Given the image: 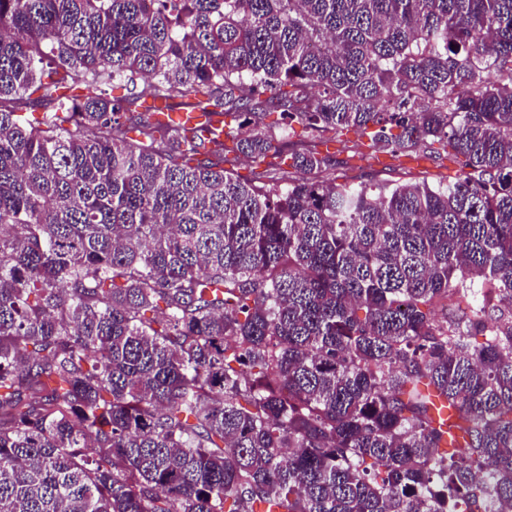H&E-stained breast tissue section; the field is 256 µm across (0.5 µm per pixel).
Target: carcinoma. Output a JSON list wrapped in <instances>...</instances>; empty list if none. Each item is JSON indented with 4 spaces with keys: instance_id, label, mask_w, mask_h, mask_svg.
<instances>
[{
    "instance_id": "1",
    "label": "carcinoma",
    "mask_w": 512,
    "mask_h": 512,
    "mask_svg": "<svg viewBox=\"0 0 512 512\" xmlns=\"http://www.w3.org/2000/svg\"><path fill=\"white\" fill-rule=\"evenodd\" d=\"M0 512H512V0H0ZM155 111L153 119L172 128H200L208 127L212 130H222L219 140L224 138V116L220 114H203L202 112L173 111L165 107L163 102H151ZM263 121L266 124L272 125L274 130L280 134L283 131L284 134L288 135V141L294 144H298L310 136V131L301 123L293 121L287 124L286 121L282 120L279 112L267 113ZM341 143H330L329 151L344 165L328 171L325 177L340 176L337 183L358 185L360 183L399 182L404 184L422 183L448 184L454 181L460 167L446 156L430 157L425 153L413 154L405 159L404 169L392 170L390 159L385 154L373 156L361 143L366 141L359 132L350 129L345 132Z\"/></svg>"
}]
</instances>
